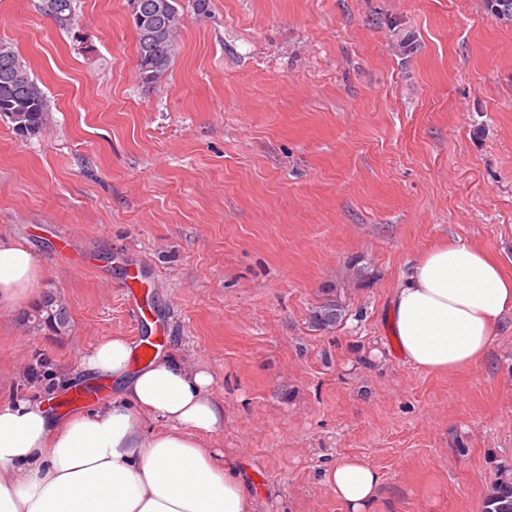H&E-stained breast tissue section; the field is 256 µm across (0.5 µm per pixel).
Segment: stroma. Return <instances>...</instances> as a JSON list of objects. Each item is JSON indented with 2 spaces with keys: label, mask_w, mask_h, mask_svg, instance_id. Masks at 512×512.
<instances>
[{
  "label": "stroma",
  "mask_w": 512,
  "mask_h": 512,
  "mask_svg": "<svg viewBox=\"0 0 512 512\" xmlns=\"http://www.w3.org/2000/svg\"><path fill=\"white\" fill-rule=\"evenodd\" d=\"M179 3L148 85L128 0H77L73 33L0 0V40L50 101L30 138L0 116V238L70 318L59 335L0 310V403L49 400L101 339L158 325L212 373L211 446L259 512H342L322 479L347 455L383 475L374 512H481L512 466V319L442 376L404 360L389 307L444 240L512 273V25L485 0ZM332 295L345 316L318 329ZM168 1V16L156 30L159 43L149 44L146 41L144 27L132 17V25L137 36V70L141 81L146 84L153 83L168 72L176 50L175 37L182 25L183 17L178 9V0Z\"/></svg>",
  "instance_id": "obj_1"
}]
</instances>
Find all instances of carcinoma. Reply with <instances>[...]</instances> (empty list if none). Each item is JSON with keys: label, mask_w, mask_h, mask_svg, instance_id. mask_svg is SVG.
<instances>
[{"label": "carcinoma", "mask_w": 512, "mask_h": 512, "mask_svg": "<svg viewBox=\"0 0 512 512\" xmlns=\"http://www.w3.org/2000/svg\"><path fill=\"white\" fill-rule=\"evenodd\" d=\"M59 10L51 13L58 25L66 30L76 24V0H54ZM491 15L504 23L512 22V0H486ZM178 0H169L168 16L157 28L158 43L146 44L144 27L137 20L132 25L137 36V70L142 82L149 84L168 72L176 50L175 37L182 25ZM14 113L11 119L15 132L31 137L41 132L48 112L44 91L31 78L29 68L13 44L0 41V114ZM344 316V303L339 297H329L317 308L314 322L327 330ZM34 319L44 321L55 332L69 326L64 304L53 294L46 295L36 310ZM483 512H512V466L497 470L483 503Z\"/></svg>", "instance_id": "carcinoma-1"}]
</instances>
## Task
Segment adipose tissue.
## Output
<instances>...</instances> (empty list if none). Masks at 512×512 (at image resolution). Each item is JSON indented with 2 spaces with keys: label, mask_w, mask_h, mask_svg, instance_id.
I'll list each match as a JSON object with an SVG mask.
<instances>
[{
  "label": "adipose tissue",
  "mask_w": 512,
  "mask_h": 512,
  "mask_svg": "<svg viewBox=\"0 0 512 512\" xmlns=\"http://www.w3.org/2000/svg\"><path fill=\"white\" fill-rule=\"evenodd\" d=\"M43 267L25 243L0 239V309L24 305ZM512 316V275L486 251L448 240L417 255L391 298V328L403 358L447 375L481 364ZM134 347L99 341L83 371L122 382L98 408L59 422L41 402L0 404V512H257L233 463L206 439L224 418L210 398L211 373L167 353L126 375ZM162 418V430L145 424ZM381 472L358 456L325 476L343 512H373Z\"/></svg>",
  "instance_id": "1"
}]
</instances>
